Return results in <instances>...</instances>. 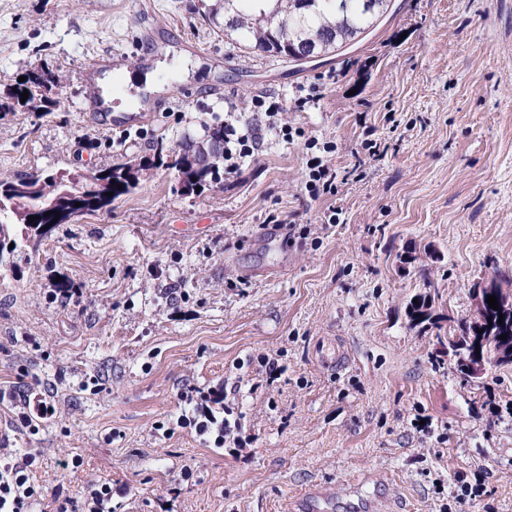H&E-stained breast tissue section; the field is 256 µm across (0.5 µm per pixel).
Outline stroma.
Segmentation results:
<instances>
[{
    "instance_id": "stroma-1",
    "label": "stroma",
    "mask_w": 512,
    "mask_h": 512,
    "mask_svg": "<svg viewBox=\"0 0 512 512\" xmlns=\"http://www.w3.org/2000/svg\"><path fill=\"white\" fill-rule=\"evenodd\" d=\"M391 4L353 47L298 67L240 50L201 0H0V90L36 67L61 81L54 112L0 113L7 174L150 156L336 74L318 107L281 115L335 139L331 201L305 193L301 147L268 133L199 194L144 171L0 283V462L34 454L33 512L102 482L112 512H288L314 490L334 512L385 496L397 512H512V368L463 379L406 310L430 296L447 329L471 316L474 282L512 277V0ZM145 27L162 44L147 65ZM109 52L127 57L113 106L165 82L149 122L83 112L84 71ZM191 388L223 390L251 444L180 426ZM42 401L53 413L22 424Z\"/></svg>"
}]
</instances>
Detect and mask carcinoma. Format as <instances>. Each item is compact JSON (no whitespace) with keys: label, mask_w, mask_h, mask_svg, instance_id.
I'll use <instances>...</instances> for the list:
<instances>
[{"label":"carcinoma","mask_w":512,"mask_h":512,"mask_svg":"<svg viewBox=\"0 0 512 512\" xmlns=\"http://www.w3.org/2000/svg\"><path fill=\"white\" fill-rule=\"evenodd\" d=\"M237 0H214L206 16L222 32L237 33L239 45L246 49H257L267 54L278 51V47L292 42L312 43L317 49L333 51L336 43L356 41L367 29L388 10L390 0H276L272 14L279 16L280 25L270 24V15L265 12L249 13L236 6ZM26 80L8 85L0 93V112L54 111L57 100L53 89L58 79L50 70L31 69L25 73ZM29 91L26 102H21V93ZM202 154L200 139L184 136L176 147L158 149L157 161L141 159L139 163L116 161L83 177L81 186L83 210L90 214L103 210L112 202L127 195L138 186L140 172L159 164L173 170L178 181L190 188V193L205 190L213 183L215 164L199 166ZM27 186L38 188V196L56 198L62 205L71 199L73 186L66 180L65 172H34L25 174L0 173V276L15 274L18 268L14 261L16 252L27 249L39 252L42 242L57 227L67 223L61 218L43 226V223L20 224L15 221L10 206L12 193L16 188ZM421 304L410 303L408 315L417 325L436 324L426 298H419ZM499 309H488L487 317L492 326L483 332L485 336L507 335L506 342L512 345V293L497 299ZM509 311L505 323L498 322L499 314ZM476 323L467 318L456 321L449 330L448 353L459 352L462 339L475 331Z\"/></svg>","instance_id":"1"}]
</instances>
